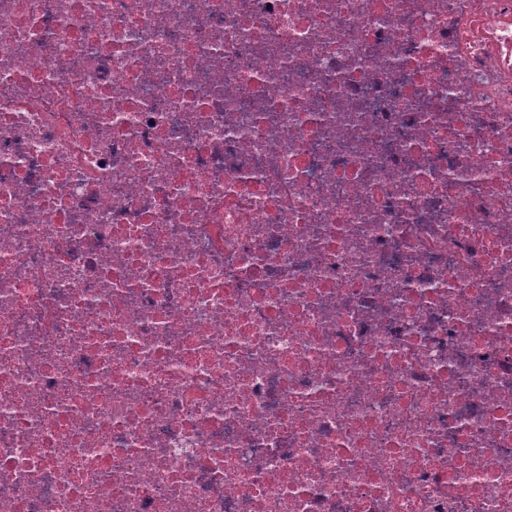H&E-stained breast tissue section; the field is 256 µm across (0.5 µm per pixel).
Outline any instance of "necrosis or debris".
Segmentation results:
<instances>
[{"mask_svg":"<svg viewBox=\"0 0 512 512\" xmlns=\"http://www.w3.org/2000/svg\"><path fill=\"white\" fill-rule=\"evenodd\" d=\"M0 512H512V0H0Z\"/></svg>","mask_w":512,"mask_h":512,"instance_id":"obj_1","label":"necrosis or debris"}]
</instances>
